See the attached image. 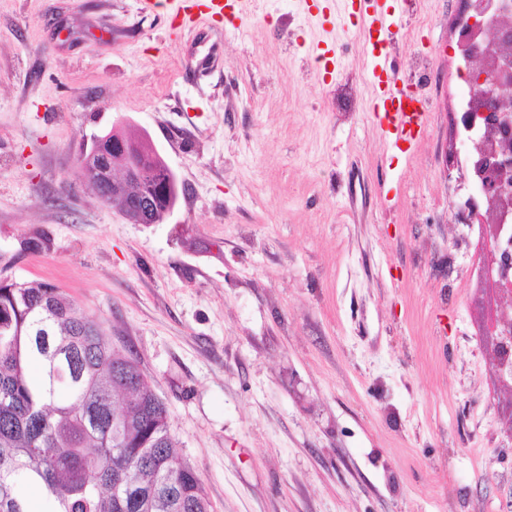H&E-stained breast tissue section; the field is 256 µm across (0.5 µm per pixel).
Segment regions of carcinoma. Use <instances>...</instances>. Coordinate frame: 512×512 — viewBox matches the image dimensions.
Masks as SVG:
<instances>
[{
    "mask_svg": "<svg viewBox=\"0 0 512 512\" xmlns=\"http://www.w3.org/2000/svg\"><path fill=\"white\" fill-rule=\"evenodd\" d=\"M29 486L53 512H211L136 360L55 285L0 281V512Z\"/></svg>",
    "mask_w": 512,
    "mask_h": 512,
    "instance_id": "cac0c4a2",
    "label": "carcinoma"
}]
</instances>
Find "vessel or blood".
I'll list each match as a JSON object with an SVG mask.
<instances>
[{
	"mask_svg": "<svg viewBox=\"0 0 512 512\" xmlns=\"http://www.w3.org/2000/svg\"><path fill=\"white\" fill-rule=\"evenodd\" d=\"M173 19L182 26L204 20L247 21L255 0H169ZM324 9L339 26L353 25L364 38L381 36L372 46L368 86L375 103L374 118L392 147L415 145L429 131L427 100L390 65L386 44L395 42L401 26L397 17L404 0H323Z\"/></svg>",
	"mask_w": 512,
	"mask_h": 512,
	"instance_id": "b4317fda",
	"label": "vessel or blood"
}]
</instances>
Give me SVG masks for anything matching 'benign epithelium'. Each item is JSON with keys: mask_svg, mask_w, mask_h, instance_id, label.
<instances>
[{"mask_svg": "<svg viewBox=\"0 0 512 512\" xmlns=\"http://www.w3.org/2000/svg\"><path fill=\"white\" fill-rule=\"evenodd\" d=\"M457 52L466 64L465 80L468 86L469 120H482L486 129L506 135L512 124V107L504 103V95L512 90V14L500 11L488 14L487 0H466L465 11L458 24ZM125 126L112 125V155L114 159L81 155L77 172L81 181L95 186L112 185V209L131 224H160L171 214L176 202L160 198L149 179L148 167L133 161L140 151V140L124 135ZM476 168L488 173L481 185L486 208L472 202L461 217L487 225L485 247L490 255L488 274L498 294L512 299V252L500 247L502 211L499 198L512 185V154L506 151L478 152ZM490 336L495 341L493 368L503 380H511L500 371L501 364L512 357V328L496 312Z\"/></svg>", "mask_w": 512, "mask_h": 512, "instance_id": "benign-epithelium-1", "label": "benign epithelium"}]
</instances>
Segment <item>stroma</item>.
Here are the masks:
<instances>
[{
  "mask_svg": "<svg viewBox=\"0 0 512 512\" xmlns=\"http://www.w3.org/2000/svg\"><path fill=\"white\" fill-rule=\"evenodd\" d=\"M464 0H414L389 56L433 72L389 148L364 42L320 83L297 0L241 28L139 0H0V279L101 322L168 407L213 512H512V384L485 229L457 220ZM147 131L185 192L132 224L75 184L86 136ZM490 336L495 341V353L493 357V368L496 374L503 380L509 379L512 382V374L505 375L500 371L502 362L512 357V329L508 327L502 320L501 312L496 311L494 321L492 323Z\"/></svg>",
  "mask_w": 512,
  "mask_h": 512,
  "instance_id": "1",
  "label": "stroma"
}]
</instances>
